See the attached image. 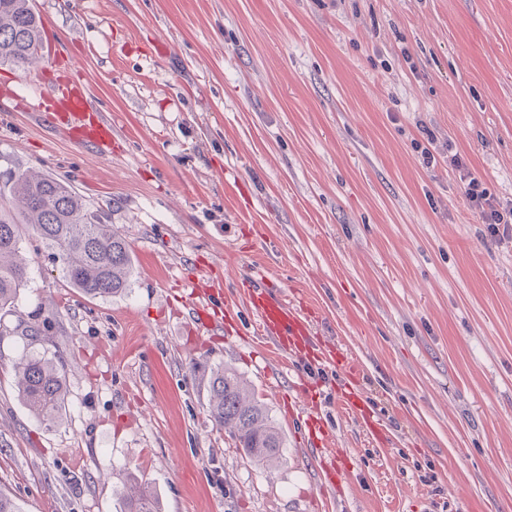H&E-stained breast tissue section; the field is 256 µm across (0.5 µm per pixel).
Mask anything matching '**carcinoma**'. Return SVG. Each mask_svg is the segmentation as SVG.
I'll return each instance as SVG.
<instances>
[{
    "mask_svg": "<svg viewBox=\"0 0 512 512\" xmlns=\"http://www.w3.org/2000/svg\"><path fill=\"white\" fill-rule=\"evenodd\" d=\"M42 44L31 0H0V52L10 64L26 68L39 58ZM11 183L12 207L0 206V309L14 304L28 276V260L19 252L24 227L53 251L63 277L84 295L109 298L125 289L131 268L128 244L81 195L49 175L19 173ZM14 372L26 408L48 424L57 423L67 396L62 365L45 353L25 354ZM209 414L257 464L267 465L278 457V429L235 370L225 367L213 374ZM125 503L127 512H160L155 495L142 484L135 485Z\"/></svg>",
    "mask_w": 512,
    "mask_h": 512,
    "instance_id": "obj_1",
    "label": "carcinoma"
}]
</instances>
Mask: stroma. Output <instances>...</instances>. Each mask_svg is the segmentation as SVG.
Wrapping results in <instances>:
<instances>
[{
  "mask_svg": "<svg viewBox=\"0 0 512 512\" xmlns=\"http://www.w3.org/2000/svg\"><path fill=\"white\" fill-rule=\"evenodd\" d=\"M48 19L43 82L85 85L112 156L32 110L0 63V198L11 175L61 179L129 245L124 294L92 299L32 231L29 278L0 309V492L21 512H124L148 484L161 512H512V241L491 239L460 152L512 201V0H32ZM306 297L315 344L279 389L257 367L240 275ZM223 284L209 326L188 289ZM39 330L34 343L17 325ZM57 356L67 400L49 426L20 400L24 347ZM253 386L282 448L245 458L208 415L210 380ZM315 390L349 481L332 489L281 393ZM354 386L379 424L342 413Z\"/></svg>",
  "mask_w": 512,
  "mask_h": 512,
  "instance_id": "obj_1",
  "label": "stroma"
}]
</instances>
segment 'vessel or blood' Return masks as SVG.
I'll return each instance as SVG.
<instances>
[{"label": "vessel or blood", "mask_w": 512, "mask_h": 512, "mask_svg": "<svg viewBox=\"0 0 512 512\" xmlns=\"http://www.w3.org/2000/svg\"><path fill=\"white\" fill-rule=\"evenodd\" d=\"M38 107L74 141L93 145L101 155L111 156L112 127L104 121L101 112L89 104L82 85L62 83L45 87L40 92ZM245 288L269 343L291 354L305 351L314 339V332L302 306L269 302L262 290L250 281Z\"/></svg>", "instance_id": "1"}]
</instances>
